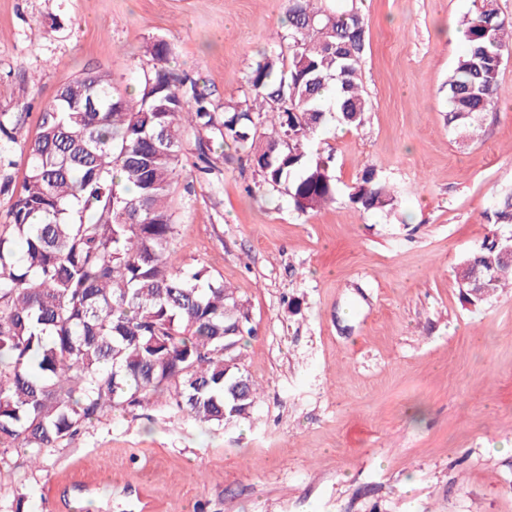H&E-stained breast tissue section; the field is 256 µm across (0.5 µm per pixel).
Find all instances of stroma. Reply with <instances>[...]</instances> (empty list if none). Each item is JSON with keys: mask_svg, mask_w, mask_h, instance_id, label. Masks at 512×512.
<instances>
[{"mask_svg": "<svg viewBox=\"0 0 512 512\" xmlns=\"http://www.w3.org/2000/svg\"><path fill=\"white\" fill-rule=\"evenodd\" d=\"M471 0H364L361 69L372 102L334 123L335 202L298 213L225 147L220 176L183 158L175 254L245 303L242 367L261 394L249 418L200 423L168 394L105 414L69 443L0 461V512H512V290L465 305L455 274L493 234L512 193V59L477 138L448 124L445 84ZM287 0H0V113H19L0 182L20 183L42 104L75 77L109 73L131 93L158 67L214 103L242 97L259 50L279 44ZM372 164L394 212L345 190ZM97 481L86 507L60 490Z\"/></svg>", "mask_w": 512, "mask_h": 512, "instance_id": "obj_1", "label": "stroma"}]
</instances>
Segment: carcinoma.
Listing matches in <instances>:
<instances>
[{"label": "carcinoma", "instance_id": "obj_1", "mask_svg": "<svg viewBox=\"0 0 512 512\" xmlns=\"http://www.w3.org/2000/svg\"><path fill=\"white\" fill-rule=\"evenodd\" d=\"M362 0H288V53L260 51L243 97L218 107L196 80L160 68L127 97L90 72L47 104L25 145L27 170L0 224V454L57 448L105 412L169 393L203 423L250 417L258 388L241 367L248 309L210 270L172 249L171 198L184 132L216 172L212 145L246 153L261 184L283 188L300 213L336 199L333 157L310 141L337 117L360 128L372 109L360 76ZM464 48L448 75L449 123L463 137L495 105L512 53L498 0H471ZM19 118L0 114V162ZM363 211L398 204L372 165L348 192ZM494 223L512 224V193ZM512 279V235L484 241L460 264L461 300L477 307ZM229 337H224V331ZM229 352H224V347Z\"/></svg>", "mask_w": 512, "mask_h": 512}]
</instances>
